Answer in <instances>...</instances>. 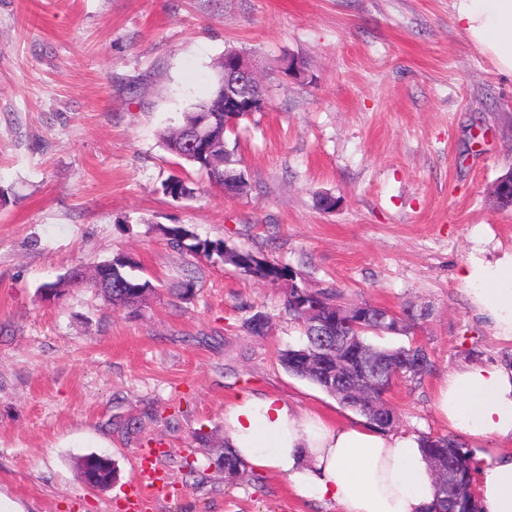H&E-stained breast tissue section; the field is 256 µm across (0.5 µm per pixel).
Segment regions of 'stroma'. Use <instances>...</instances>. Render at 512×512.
I'll list each match as a JSON object with an SVG mask.
<instances>
[{
    "label": "stroma",
    "mask_w": 512,
    "mask_h": 512,
    "mask_svg": "<svg viewBox=\"0 0 512 512\" xmlns=\"http://www.w3.org/2000/svg\"><path fill=\"white\" fill-rule=\"evenodd\" d=\"M454 4L0 0V512H135L145 457L164 486L136 512H327L271 471L227 481L224 408L253 393L334 423L358 413L280 364L302 341L283 286L182 254L163 225L410 318L380 343L419 342L432 366L388 393L394 432L447 434L435 398L448 372L512 362L460 281L512 254V209L492 194L512 172V79L466 42ZM230 51L250 56L270 98L238 131L239 195L161 140ZM172 175L197 196L165 197ZM324 193L335 209L319 207ZM119 253L155 287L134 312L66 280ZM187 278L196 294L181 302L171 290ZM51 283L53 298L40 291ZM257 311L267 335L242 327ZM90 454L112 459L115 483L85 486Z\"/></svg>",
    "instance_id": "1"
}]
</instances>
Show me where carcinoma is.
I'll return each mask as SVG.
<instances>
[{
    "label": "carcinoma",
    "mask_w": 512,
    "mask_h": 512,
    "mask_svg": "<svg viewBox=\"0 0 512 512\" xmlns=\"http://www.w3.org/2000/svg\"><path fill=\"white\" fill-rule=\"evenodd\" d=\"M198 113L206 114L211 127L219 134L216 158H211L209 154L200 157L190 153L184 148L182 141L172 134H163L162 140L173 155L184 158L186 163L204 172L210 184L222 188L224 187V169H235L238 166L235 149L229 147L228 143V135L235 133L236 125L230 123V118L224 112L218 89L214 90L209 98L193 104L188 111L184 112L182 125L191 124ZM162 192L171 199L177 194L183 198H190L195 195V188L180 177L172 175L162 183ZM159 230L174 249L193 257L224 258V247H226L224 241L202 240L188 224L161 226ZM133 268L135 265L125 262L121 254L96 265L93 287L101 292L112 307L135 311L143 303L141 293L135 291V288L140 285L146 286L149 281L131 273ZM291 272L293 269L288 265L264 256L251 274L268 284L276 285L283 276ZM306 293L309 295V301L319 306L330 307L342 304L343 294L336 288L315 291L308 289ZM283 307L290 319L300 327L304 340L296 347L283 350L280 353V363L289 373L314 383L328 393L332 392L335 385L333 360H328L327 364L316 372H308L304 369L302 359L323 356L321 343L313 327L305 320L301 310L293 304L291 299L284 298ZM349 333L358 337L375 362L384 367L403 368L405 382L421 379L431 366V357L427 351L424 352L411 345L385 347L371 342L369 336L383 334V329L372 318L366 320L360 328L349 329ZM420 441L433 468L446 469L451 466L463 474L464 479L457 486L456 492L466 497L473 496L472 485L476 467L470 452L465 450L456 438L447 434L422 435ZM223 467L224 476L230 480H242L249 475L247 464L240 460L228 445L224 446Z\"/></svg>",
    "instance_id": "obj_1"
}]
</instances>
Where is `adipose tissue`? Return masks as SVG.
<instances>
[{
	"instance_id": "ef3b65f1",
	"label": "adipose tissue",
	"mask_w": 512,
	"mask_h": 512,
	"mask_svg": "<svg viewBox=\"0 0 512 512\" xmlns=\"http://www.w3.org/2000/svg\"><path fill=\"white\" fill-rule=\"evenodd\" d=\"M455 9L462 35L512 78V0H458ZM462 281L498 339L512 341V257L474 267ZM435 407L471 445L480 512H512V366L454 369ZM224 438L250 467L286 477L299 498L339 512H430L436 501L433 469L414 435L334 425L278 397L246 394L225 409Z\"/></svg>"
}]
</instances>
